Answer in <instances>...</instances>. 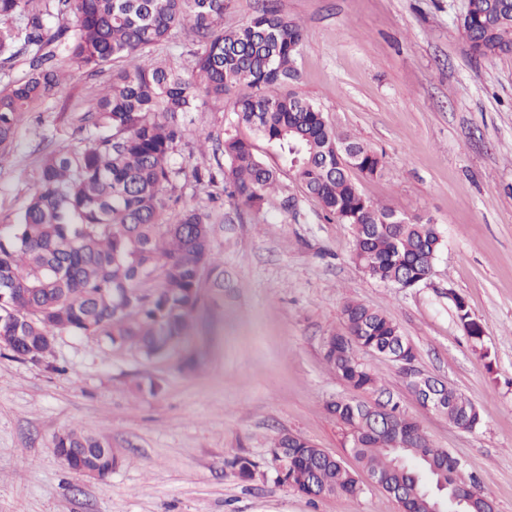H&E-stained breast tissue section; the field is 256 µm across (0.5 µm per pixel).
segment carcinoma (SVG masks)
<instances>
[{"mask_svg": "<svg viewBox=\"0 0 512 512\" xmlns=\"http://www.w3.org/2000/svg\"><path fill=\"white\" fill-rule=\"evenodd\" d=\"M226 0H0V56L25 55L29 72L0 86V160L10 151L26 114L59 95L67 79L62 63L95 75L118 61L131 65L89 100L81 121L90 131L84 147L47 152L39 177L10 231H0V342L22 361L41 362L55 336H102L150 358L162 356L191 335L196 313L224 294V262L213 248L209 215L185 208L175 223L167 214L185 170L173 162L183 137L182 120L207 101L238 93L237 123L278 147L296 181L324 216L353 228L354 258L369 278L400 286L413 271L433 267L441 247L437 225L419 217L394 223L396 211L373 202L352 174H378L383 156L351 133L331 127L320 106L298 92H280L298 80L306 34L283 17L274 0H261L244 24L224 28ZM75 18L74 33L53 20ZM176 28L193 33L197 48L183 73L157 59L153 49ZM460 29L470 54L495 60L512 56V7L504 0H469ZM222 155L216 167L194 169L196 183H221L227 197L260 214L295 211L294 197L279 170L266 164L254 144L238 136H198L203 151ZM343 330L329 337L327 361L350 387L386 392L385 385L355 354L389 356L412 347L384 312L348 300ZM401 431L415 434L406 447L391 445L386 423L364 400L333 399L328 414L346 429L351 453L377 475L382 489L405 486L414 495L408 512H426L424 493L441 499L475 485L468 512H494V504L462 462L425 437L420 424L387 400ZM443 415L454 426L481 424V413L453 387ZM271 456L277 480L306 496L357 495L355 476L341 459L328 457L304 438L275 439ZM54 449L67 469L96 470L104 478L121 462L112 445L82 428L57 436ZM241 479L253 478L256 463L234 458Z\"/></svg>", "mask_w": 512, "mask_h": 512, "instance_id": "obj_1", "label": "carcinoma"}]
</instances>
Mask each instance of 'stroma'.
Segmentation results:
<instances>
[{"instance_id": "35a3bbf8", "label": "stroma", "mask_w": 512, "mask_h": 512, "mask_svg": "<svg viewBox=\"0 0 512 512\" xmlns=\"http://www.w3.org/2000/svg\"><path fill=\"white\" fill-rule=\"evenodd\" d=\"M277 3L307 34L294 90L383 155L378 175L356 176L361 193L438 225L430 279L393 288L366 276L350 225L326 221L280 151L234 126V96L202 106L188 115L174 162L215 166L196 147L207 133L253 140L297 210L258 215L231 200L219 209L206 187L186 181L179 204L208 212L224 260V296L197 315L195 371L178 350L149 361L99 336L59 334L39 363L0 349V512H401L325 410L359 396L325 358L350 299L386 312L413 343L417 368L479 409L481 425L458 430L421 405L396 363L360 355L432 444L465 461L495 512H512V58L471 56L459 27L465 0ZM111 77L73 73L40 119L21 125L0 163V228L23 207L43 155L87 140L79 117ZM454 293L483 323L489 358L460 325ZM148 380L160 395L136 390ZM76 425L120 451L107 478L70 471L54 453L55 436ZM284 433L340 457L363 493L312 499L278 483L270 446ZM238 456L256 463L254 480L232 468Z\"/></svg>"}]
</instances>
